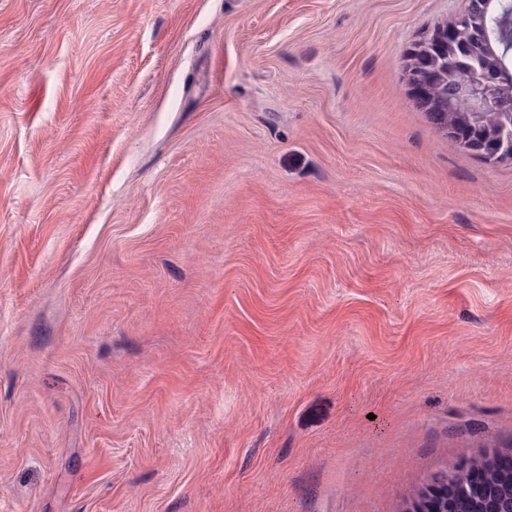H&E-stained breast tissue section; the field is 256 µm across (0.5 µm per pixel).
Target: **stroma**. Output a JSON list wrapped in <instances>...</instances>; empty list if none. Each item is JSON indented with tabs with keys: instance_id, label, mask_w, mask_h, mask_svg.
Masks as SVG:
<instances>
[{
	"instance_id": "1",
	"label": "stroma",
	"mask_w": 512,
	"mask_h": 512,
	"mask_svg": "<svg viewBox=\"0 0 512 512\" xmlns=\"http://www.w3.org/2000/svg\"><path fill=\"white\" fill-rule=\"evenodd\" d=\"M467 0H0V512H405L512 448V163L403 79Z\"/></svg>"
}]
</instances>
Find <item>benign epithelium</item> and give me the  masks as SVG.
<instances>
[{
	"instance_id": "obj_1",
	"label": "benign epithelium",
	"mask_w": 512,
	"mask_h": 512,
	"mask_svg": "<svg viewBox=\"0 0 512 512\" xmlns=\"http://www.w3.org/2000/svg\"><path fill=\"white\" fill-rule=\"evenodd\" d=\"M493 0H468L467 12L459 19L436 26L410 48L404 79L415 102L425 112L442 115L460 113L457 124L442 120L437 129L461 149L489 158L477 144L460 135L462 127L480 128L484 112H501L512 116V71L496 60L491 35L485 27ZM428 55L433 66L429 73L418 71L415 57ZM452 74L448 92L434 94L435 83L445 76L442 66ZM487 466L507 476L506 488L490 492L484 472L474 469V459L463 458L455 474L434 473L427 485L405 512H512V449L497 450L482 458Z\"/></svg>"
}]
</instances>
